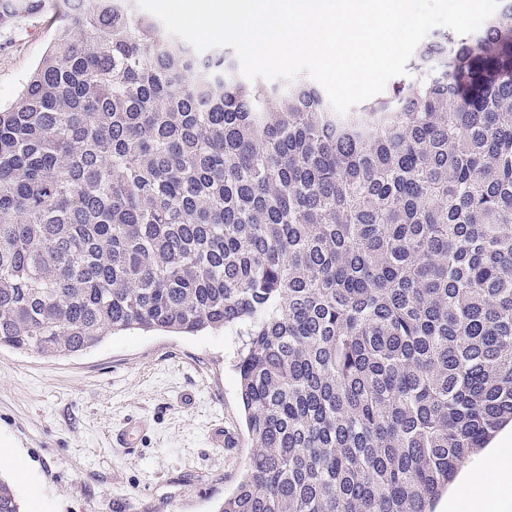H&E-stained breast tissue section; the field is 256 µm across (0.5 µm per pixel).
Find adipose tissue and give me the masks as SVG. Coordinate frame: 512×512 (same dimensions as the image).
Listing matches in <instances>:
<instances>
[{"instance_id": "adipose-tissue-1", "label": "adipose tissue", "mask_w": 512, "mask_h": 512, "mask_svg": "<svg viewBox=\"0 0 512 512\" xmlns=\"http://www.w3.org/2000/svg\"><path fill=\"white\" fill-rule=\"evenodd\" d=\"M469 512H512V461L488 456L480 477L463 476Z\"/></svg>"}]
</instances>
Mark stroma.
Wrapping results in <instances>:
<instances>
[{"instance_id":"35a3bbf8","label":"stroma","mask_w":512,"mask_h":512,"mask_svg":"<svg viewBox=\"0 0 512 512\" xmlns=\"http://www.w3.org/2000/svg\"><path fill=\"white\" fill-rule=\"evenodd\" d=\"M70 9L0 29V105L13 102ZM235 330L194 335L127 330L81 354L48 360L0 347V469L25 512H216L251 448L233 367ZM144 417L134 449L113 429ZM224 427L233 446L213 445Z\"/></svg>"}]
</instances>
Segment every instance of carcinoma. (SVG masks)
<instances>
[{
    "instance_id": "carcinoma-1",
    "label": "carcinoma",
    "mask_w": 512,
    "mask_h": 512,
    "mask_svg": "<svg viewBox=\"0 0 512 512\" xmlns=\"http://www.w3.org/2000/svg\"><path fill=\"white\" fill-rule=\"evenodd\" d=\"M234 69L74 0L0 106V346L234 328L252 452L219 512H433L512 422V0L343 115Z\"/></svg>"
}]
</instances>
